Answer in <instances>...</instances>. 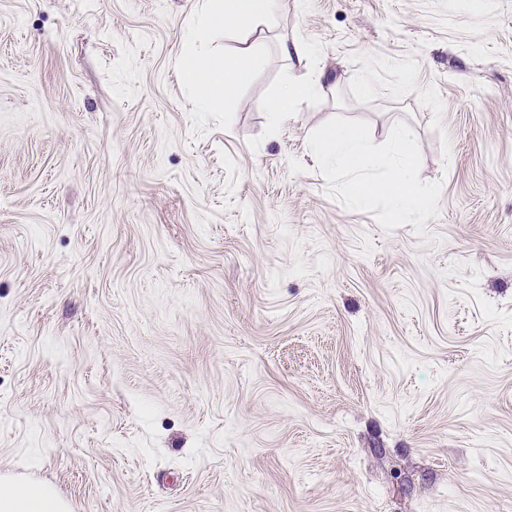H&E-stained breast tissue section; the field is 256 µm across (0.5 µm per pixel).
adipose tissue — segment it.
Returning <instances> with one entry per match:
<instances>
[{
	"label": "adipose tissue",
	"instance_id": "ef3b65f1",
	"mask_svg": "<svg viewBox=\"0 0 512 512\" xmlns=\"http://www.w3.org/2000/svg\"><path fill=\"white\" fill-rule=\"evenodd\" d=\"M274 4L275 0H221L218 8L197 14L188 30L182 56L183 71L193 88L195 109H222L225 98L233 96L238 85L250 77L252 49L248 42L267 24ZM222 26L234 29L243 47L217 63L198 53L196 47L210 40L215 28ZM321 88V83L308 78H292L282 96L268 107L271 121L283 122L291 110L310 100ZM65 508V503L41 484L0 481V512H64Z\"/></svg>",
	"mask_w": 512,
	"mask_h": 512
}]
</instances>
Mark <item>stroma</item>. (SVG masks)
Wrapping results in <instances>:
<instances>
[{"mask_svg": "<svg viewBox=\"0 0 512 512\" xmlns=\"http://www.w3.org/2000/svg\"><path fill=\"white\" fill-rule=\"evenodd\" d=\"M206 5L0 0V475L70 512H512V0H277L218 112ZM284 37L331 79L275 127ZM353 52L414 56L441 130L357 103ZM336 115L412 128L435 242L327 196Z\"/></svg>", "mask_w": 512, "mask_h": 512, "instance_id": "1", "label": "stroma"}]
</instances>
